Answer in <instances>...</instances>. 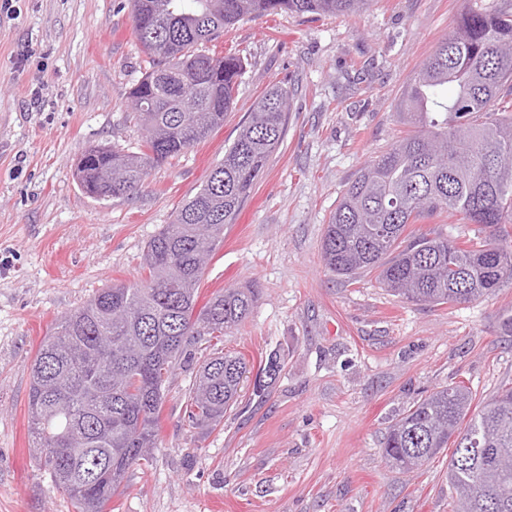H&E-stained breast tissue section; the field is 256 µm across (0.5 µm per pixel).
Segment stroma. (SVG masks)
Masks as SVG:
<instances>
[{
  "label": "stroma",
  "instance_id": "stroma-1",
  "mask_svg": "<svg viewBox=\"0 0 512 512\" xmlns=\"http://www.w3.org/2000/svg\"><path fill=\"white\" fill-rule=\"evenodd\" d=\"M463 0H370L356 14L253 16L225 31L249 66L224 124L156 165L129 199L97 201L73 177L90 145L141 136L128 99L144 73L128 0H10L0 11V512H72L30 451L31 364L57 320L99 289L141 283L149 239L195 195L256 100L292 96L288 132L201 281L200 297L256 287L222 347L282 371L246 380L213 428L187 418L195 350L165 389L149 465L114 512H449L448 453L403 474L388 426L435 388L464 381L480 409L512 383V288L423 307L328 272L321 241L356 172L400 136L405 83L452 29Z\"/></svg>",
  "mask_w": 512,
  "mask_h": 512
}]
</instances>
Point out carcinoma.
Returning <instances> with one entry per match:
<instances>
[{
	"label": "carcinoma",
	"instance_id": "obj_1",
	"mask_svg": "<svg viewBox=\"0 0 512 512\" xmlns=\"http://www.w3.org/2000/svg\"><path fill=\"white\" fill-rule=\"evenodd\" d=\"M369 0H129L132 33L145 73L131 87L141 128L137 151L90 145L75 177L91 198L129 197L149 170L203 141L224 124L247 58L209 44L224 29L278 12L339 15ZM405 86L397 116L407 127L362 166L326 225L325 268L354 280L372 274L392 295L423 305H460L512 288V7L468 0ZM288 89L273 85L256 102L224 158L199 191L145 246V282L101 289L57 322L31 369L28 423L35 454L75 512H106L129 470L158 447L164 387L191 348L220 342L258 299L256 288H225L197 306L206 266L224 225L283 142ZM450 216L475 224L462 241L410 224ZM281 371L269 356L261 390ZM246 359L214 348L188 394L189 421L213 427L239 398ZM459 381L437 388L389 426L383 454L410 473L453 448L448 507L512 512V386L477 414Z\"/></svg>",
	"mask_w": 512,
	"mask_h": 512
}]
</instances>
